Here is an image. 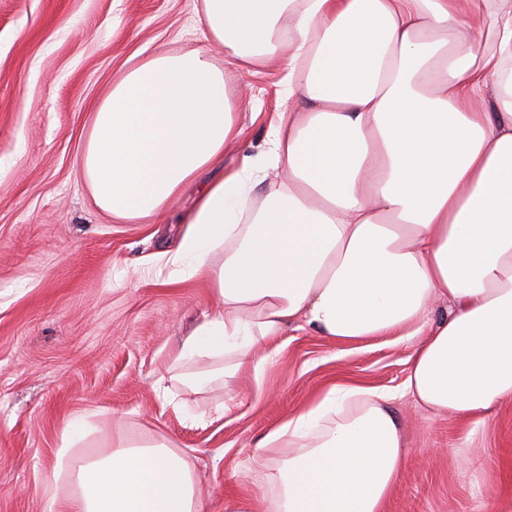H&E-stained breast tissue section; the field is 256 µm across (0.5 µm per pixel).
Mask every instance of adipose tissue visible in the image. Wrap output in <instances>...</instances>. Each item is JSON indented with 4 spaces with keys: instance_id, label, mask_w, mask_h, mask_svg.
<instances>
[{
    "instance_id": "1",
    "label": "adipose tissue",
    "mask_w": 512,
    "mask_h": 512,
    "mask_svg": "<svg viewBox=\"0 0 512 512\" xmlns=\"http://www.w3.org/2000/svg\"><path fill=\"white\" fill-rule=\"evenodd\" d=\"M480 3L203 0L230 64L285 55L286 92L263 159L210 183L157 255L222 301L179 358L233 376L292 324L345 343L412 328L403 391L425 413L479 424L512 401V0L477 31ZM238 134L207 50L160 53L100 103L79 166L101 210L159 221ZM393 400L338 384L268 430L252 453L264 512H384L407 463ZM277 448L288 457L265 466ZM67 477L47 512H205L162 441L117 438Z\"/></svg>"
}]
</instances>
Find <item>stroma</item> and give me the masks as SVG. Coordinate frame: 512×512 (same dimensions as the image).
I'll use <instances>...</instances> for the list:
<instances>
[{
  "label": "stroma",
  "mask_w": 512,
  "mask_h": 512,
  "mask_svg": "<svg viewBox=\"0 0 512 512\" xmlns=\"http://www.w3.org/2000/svg\"><path fill=\"white\" fill-rule=\"evenodd\" d=\"M201 0H0V512H45L57 450L72 418L90 434L71 463L102 455L104 434L166 442L194 469L210 512H257L268 489L249 472L257 438L336 383L399 390L413 336L341 344L289 326L257 344L260 377L198 391L177 361L221 307L210 284L158 275L192 209L187 185L162 223L99 210L78 161L93 112L134 62L210 47L239 129L201 175L210 181L264 154L281 111L280 59L243 72L211 46ZM407 465L385 512H512V402L485 423L394 403Z\"/></svg>",
  "instance_id": "35a3bbf8"
}]
</instances>
